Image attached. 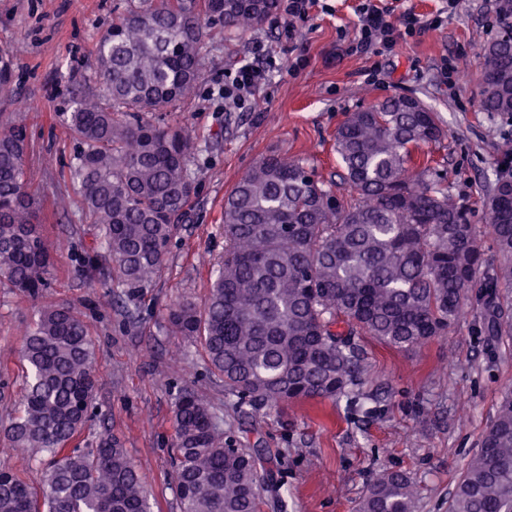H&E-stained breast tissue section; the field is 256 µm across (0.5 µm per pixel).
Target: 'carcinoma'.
Masks as SVG:
<instances>
[{
	"label": "carcinoma",
	"instance_id": "obj_1",
	"mask_svg": "<svg viewBox=\"0 0 512 512\" xmlns=\"http://www.w3.org/2000/svg\"><path fill=\"white\" fill-rule=\"evenodd\" d=\"M501 31L484 46L479 106L512 117V0H498ZM269 10L250 0H121L95 47L99 88L59 113L79 144L71 175L100 238L84 272L102 288L139 294L161 276L197 186L191 130L148 114L192 98L200 50L214 31L246 32ZM14 95L13 56L0 51V98ZM445 136L422 103L393 96L349 112L335 148L346 192L300 157L269 154L224 198V260L199 307L168 312L172 332L197 341L211 373L238 403L351 398L367 365L358 336L406 350L442 336L469 290L482 289L485 332L512 335V155L495 164L488 224L503 258L491 266L470 208L442 187L428 154ZM26 126L0 124V279L38 296L55 268L26 157ZM86 322L50 304L21 339L25 386L0 425L15 448L50 455L35 484L0 467V512H153L144 479L110 433L77 439L99 378ZM173 481L181 512H263L277 458L241 442L193 391L175 397ZM357 512H415L410 477L381 474ZM448 512H512V393L468 460Z\"/></svg>",
	"mask_w": 512,
	"mask_h": 512
}]
</instances>
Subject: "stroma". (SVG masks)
I'll use <instances>...</instances> for the list:
<instances>
[{
	"instance_id": "obj_1",
	"label": "stroma",
	"mask_w": 512,
	"mask_h": 512,
	"mask_svg": "<svg viewBox=\"0 0 512 512\" xmlns=\"http://www.w3.org/2000/svg\"><path fill=\"white\" fill-rule=\"evenodd\" d=\"M114 3L0 0V50L13 53L16 85L13 101L0 100V120L27 126L28 167L55 257L38 298L0 281V422L19 406L24 330L41 306L63 303L81 313L95 344L100 387L83 437H117L161 512H180L170 443L174 398L184 388L241 440L276 453V490L265 512H354L369 483L391 470L407 472L415 484L416 512H448L467 461L512 391V337L486 335L475 306L466 305L446 335L410 350L364 337L368 375L355 402L317 399L268 412L235 405L200 346L173 335L166 314L179 300L204 301L224 255V198L256 162L272 153L302 157L320 179H333L334 137L345 113L398 95L415 96L438 114L446 135L428 151L449 194L471 208L487 261L498 265L486 203L494 162L512 153V118L479 109L482 50L500 28L496 0H457L439 30L384 55L355 49L358 0H320L293 40L276 14L244 33L212 34L196 95L164 112L196 138L189 172L199 194L155 287L133 297L122 288L108 294L93 287L80 270L99 230L84 219L70 175L75 145L58 117L74 91L95 87L93 50ZM257 44L275 63L269 81L246 111H215L211 88L252 59ZM448 59L460 74L452 87L441 75Z\"/></svg>"
}]
</instances>
